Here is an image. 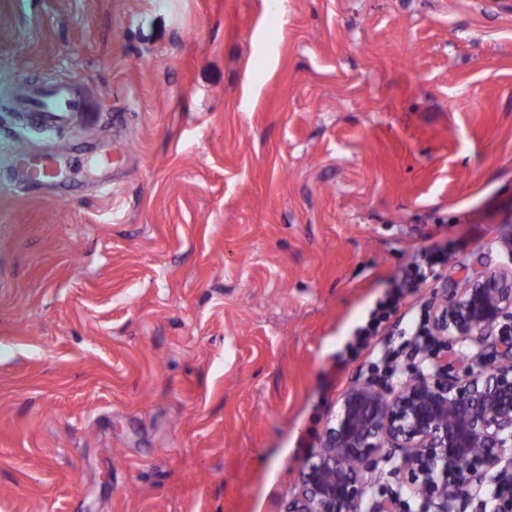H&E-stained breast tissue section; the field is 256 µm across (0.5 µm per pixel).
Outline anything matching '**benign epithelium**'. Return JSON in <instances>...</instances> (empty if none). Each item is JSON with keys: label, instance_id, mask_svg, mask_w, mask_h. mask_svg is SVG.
<instances>
[{"label": "benign epithelium", "instance_id": "obj_1", "mask_svg": "<svg viewBox=\"0 0 512 512\" xmlns=\"http://www.w3.org/2000/svg\"><path fill=\"white\" fill-rule=\"evenodd\" d=\"M444 354L401 384L373 373L346 390L285 512H361L381 462L395 463L424 512H463L494 470L512 476V268L476 271L428 309ZM472 340L474 359L448 361Z\"/></svg>", "mask_w": 512, "mask_h": 512}]
</instances>
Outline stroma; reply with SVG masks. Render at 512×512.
Returning a JSON list of instances; mask_svg holds the SVG:
<instances>
[{"mask_svg": "<svg viewBox=\"0 0 512 512\" xmlns=\"http://www.w3.org/2000/svg\"><path fill=\"white\" fill-rule=\"evenodd\" d=\"M34 83L84 111L45 127ZM510 238L512 0H0V512H284ZM14 166L27 179L35 182L53 181L61 174L60 159L55 153L38 155L36 162L17 157Z\"/></svg>", "mask_w": 512, "mask_h": 512, "instance_id": "stroma-1", "label": "stroma"}]
</instances>
